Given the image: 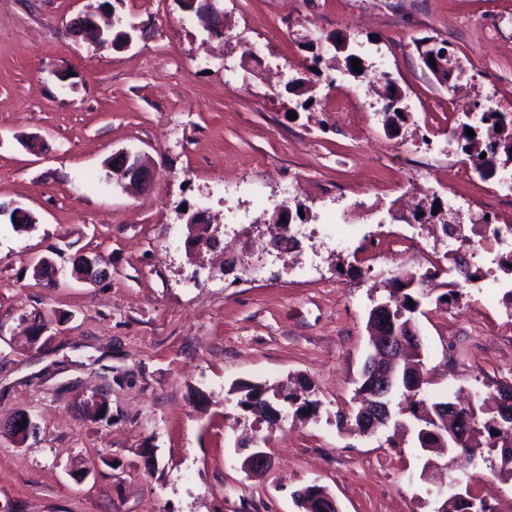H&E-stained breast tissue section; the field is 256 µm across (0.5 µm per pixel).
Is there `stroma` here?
I'll return each instance as SVG.
<instances>
[{
  "label": "stroma",
  "mask_w": 512,
  "mask_h": 512,
  "mask_svg": "<svg viewBox=\"0 0 512 512\" xmlns=\"http://www.w3.org/2000/svg\"><path fill=\"white\" fill-rule=\"evenodd\" d=\"M102 2L0 0V202L37 219L0 216V512H298L313 483L340 512H435L466 474L512 512L496 455L453 462L336 427L397 270L440 271L416 319L426 398L512 385L505 287L442 300L446 243L412 254L401 219L435 198L512 224V196L459 176L448 133L476 103L512 113V0H221L220 38L180 0H117L135 28L123 49L70 31ZM319 38L349 39L365 73L327 58L312 74ZM423 38L450 44L462 85L424 70ZM379 71L405 93L396 134ZM123 149L151 160V188L112 183ZM283 205L314 230L286 260L269 247ZM199 210L217 247L193 243L184 215ZM80 254L108 277L34 274ZM245 383L305 384L320 414L257 421ZM23 412L40 430L20 448L7 428ZM245 435L271 457L262 474L242 468Z\"/></svg>",
  "instance_id": "obj_1"
}]
</instances>
